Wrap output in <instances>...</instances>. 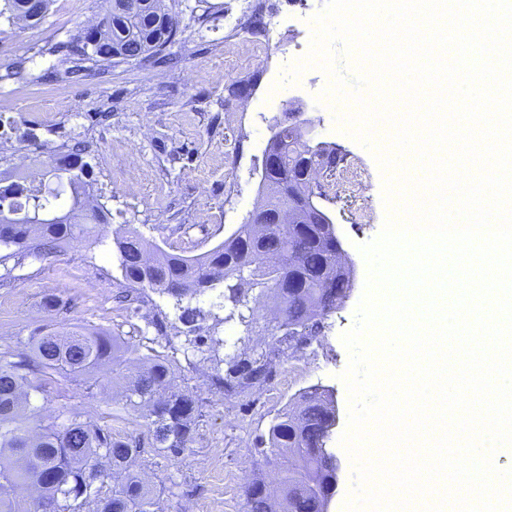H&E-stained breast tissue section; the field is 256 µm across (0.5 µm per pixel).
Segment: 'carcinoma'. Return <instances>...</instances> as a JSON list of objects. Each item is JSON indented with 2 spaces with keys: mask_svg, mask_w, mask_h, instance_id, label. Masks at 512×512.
Instances as JSON below:
<instances>
[{
  "mask_svg": "<svg viewBox=\"0 0 512 512\" xmlns=\"http://www.w3.org/2000/svg\"><path fill=\"white\" fill-rule=\"evenodd\" d=\"M50 2L3 0L0 18L10 23L20 15L36 26ZM139 2L110 0L96 35L81 28L70 38L66 48L73 60L95 67L116 63L128 52L146 60L162 54L178 33V16ZM275 134L281 164L263 175L259 210L301 201L298 173L308 162L307 145L287 124ZM87 149L78 141L47 154L40 161L38 186L0 176V286L29 260H44L73 240L101 243L111 234L130 289L121 295L123 301L134 303L132 293L146 289L173 299L178 319L188 326L186 341L207 346L215 371L211 382L226 395L262 387L276 359L319 335L328 314L352 288L350 270L336 266L328 250L323 224L246 222L224 242L193 256L166 251L131 227L110 229L109 210L88 204L90 171L78 166ZM200 297L209 299L208 309L184 303ZM269 298L284 309L287 323L299 326V338L278 335L273 325L264 351L237 352L225 360L219 355L223 339L196 335L200 322L226 309L224 321L236 319L250 328L255 321L250 302ZM26 346L25 351L0 347V512H163L158 495L138 474V461L148 448L168 460L179 458L193 441L199 417L198 401L178 387L173 363L161 355L145 356L139 347L101 332H39ZM106 362L112 364V384L121 388L123 405L140 412L146 435L117 438L76 410L41 418L44 405L36 398L46 382L60 378L87 384ZM333 413L331 401L312 390L272 420L265 464L277 480L279 512H319L317 495L295 485L301 476L321 490L335 475V463L323 450ZM109 475L112 489L107 490ZM22 485L35 491L28 503L17 498ZM269 488L262 478L249 484L246 512H271Z\"/></svg>",
  "mask_w": 512,
  "mask_h": 512,
  "instance_id": "carcinoma-1",
  "label": "carcinoma"
}]
</instances>
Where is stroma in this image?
Segmentation results:
<instances>
[{
    "label": "stroma",
    "instance_id": "stroma-1",
    "mask_svg": "<svg viewBox=\"0 0 512 512\" xmlns=\"http://www.w3.org/2000/svg\"><path fill=\"white\" fill-rule=\"evenodd\" d=\"M226 2L166 0L180 20L165 50L167 63L104 64L66 78L56 48L86 26L100 6L98 0H53L42 23L0 44V139L13 149L0 157V170L15 171L16 156L34 149L84 141L93 194L110 209L113 225H131L167 251L196 255L223 242L255 209L262 153L286 102L301 99L315 124V141L341 149L367 181L356 192L327 189V207L353 269L349 299L327 317L321 336L276 361L261 389L227 396L210 385L213 365L204 353L186 345V328L172 300L148 291L137 311L120 306L115 296L125 280L113 241H79L56 256L27 262L9 285L0 287V345L28 340L43 327L104 331L175 360L177 384L198 398L201 416L180 460L149 451L141 461L143 477L164 490L166 512H244L245 488L260 473L259 443L271 420L296 406L305 391L326 390L339 415L326 439L339 466L327 512H344L355 469L341 444L348 425L341 375L349 362L341 336L356 322L367 277L360 247L378 237L386 217L375 158L385 146L376 140L367 147L348 134V102L330 94L331 83L320 72L309 68L299 78L290 75L288 58L310 43L313 19L326 0H262L261 15H288L302 29L298 40L267 59L252 56V35L225 27ZM245 56L250 65L236 69ZM11 64L21 66L22 76L10 75ZM254 75L258 85L247 101L228 99V84ZM47 114L54 116V125L43 124ZM51 295L61 308L49 314L44 300ZM269 309V304L258 305L252 330L235 321L207 322L201 333L223 336L227 355L237 349L262 351ZM97 378L90 390L64 380L48 384V412L77 409L88 420L111 424L114 435H137L136 414L123 407L109 366H102Z\"/></svg>",
    "mask_w": 512,
    "mask_h": 512
}]
</instances>
